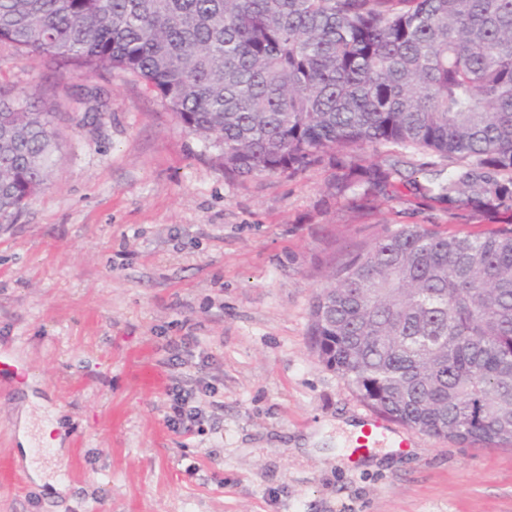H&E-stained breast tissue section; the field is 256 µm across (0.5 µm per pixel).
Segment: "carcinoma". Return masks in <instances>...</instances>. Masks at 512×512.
<instances>
[{"instance_id":"cac0c4a2","label":"carcinoma","mask_w":512,"mask_h":512,"mask_svg":"<svg viewBox=\"0 0 512 512\" xmlns=\"http://www.w3.org/2000/svg\"><path fill=\"white\" fill-rule=\"evenodd\" d=\"M2 42L142 81L226 177L327 165L340 193L512 211V0H0ZM54 115L0 89V224L49 178ZM412 149L451 170L419 185ZM308 336L380 414L511 447L512 225L400 226L334 268Z\"/></svg>"}]
</instances>
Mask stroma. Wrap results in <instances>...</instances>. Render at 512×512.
Wrapping results in <instances>:
<instances>
[{"instance_id":"35a3bbf8","label":"stroma","mask_w":512,"mask_h":512,"mask_svg":"<svg viewBox=\"0 0 512 512\" xmlns=\"http://www.w3.org/2000/svg\"><path fill=\"white\" fill-rule=\"evenodd\" d=\"M0 83L55 105L47 186L0 224V512H512V447L390 425L353 454L341 420L373 416L307 336L332 269L404 224L482 232L411 194L330 196L331 171L225 177L143 83L76 77L0 45ZM207 357L198 369L187 352ZM205 388L193 433L173 385ZM56 420L50 463L20 431Z\"/></svg>"}]
</instances>
